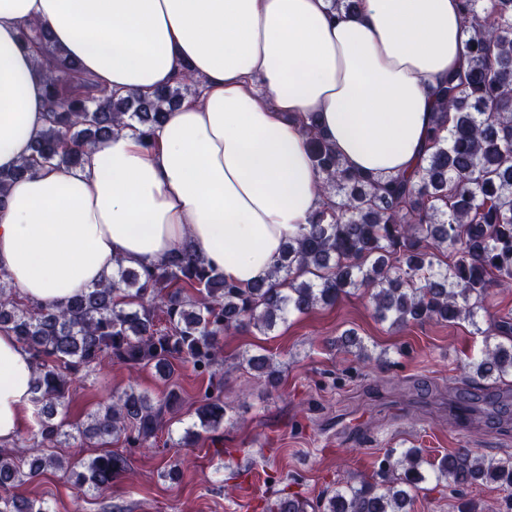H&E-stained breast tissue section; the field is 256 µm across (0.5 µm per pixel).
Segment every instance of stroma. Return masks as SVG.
Here are the masks:
<instances>
[{
    "mask_svg": "<svg viewBox=\"0 0 512 512\" xmlns=\"http://www.w3.org/2000/svg\"><path fill=\"white\" fill-rule=\"evenodd\" d=\"M348 329L363 339L368 358L335 346ZM484 348L483 335L465 322L391 328L375 317L368 293L360 290L334 306L290 317L269 334L252 328L225 337L227 416L196 447L160 442L137 449L130 469L103 496L77 497L50 468L17 493L41 501L48 512H111L114 504L124 512H265L272 492L316 501L352 477L372 474L391 448H418L431 460L459 448L497 458L512 453V386L482 391L468 423H457L451 413L469 391L467 363ZM246 350L281 364L277 388L241 365ZM130 386L156 398L173 387L182 392L184 402L170 417L178 437L194 421V398L205 383L180 362L167 380L147 368L106 363L73 384L67 423L84 421ZM175 461L183 471L176 483L163 475ZM503 495L495 483L459 495L431 480L409 510L456 512L465 498L481 512H495Z\"/></svg>",
    "mask_w": 512,
    "mask_h": 512,
    "instance_id": "obj_1",
    "label": "stroma"
}]
</instances>
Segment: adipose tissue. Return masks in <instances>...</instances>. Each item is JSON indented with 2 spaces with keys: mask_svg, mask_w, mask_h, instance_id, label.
Instances as JSON below:
<instances>
[{
  "mask_svg": "<svg viewBox=\"0 0 512 512\" xmlns=\"http://www.w3.org/2000/svg\"><path fill=\"white\" fill-rule=\"evenodd\" d=\"M32 23L105 86L151 93L190 73L198 95L154 138L124 129L83 164H39L0 209V270L14 291L61 303L117 265L164 263L189 244L241 287L268 277L324 202L304 118L363 174L413 173L434 90L466 66L458 0H0V171L47 126ZM37 364L0 332V444L33 408Z\"/></svg>",
  "mask_w": 512,
  "mask_h": 512,
  "instance_id": "obj_1",
  "label": "adipose tissue"
}]
</instances>
